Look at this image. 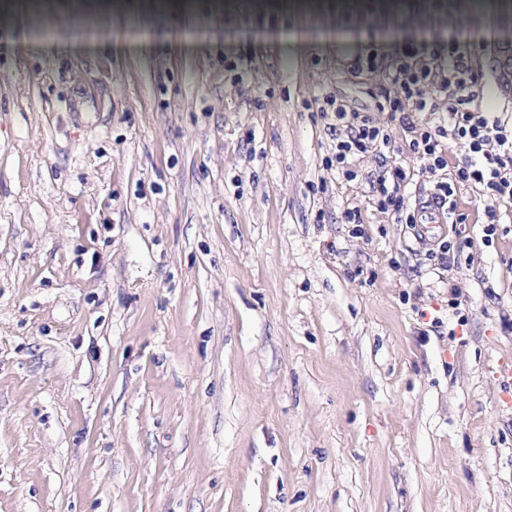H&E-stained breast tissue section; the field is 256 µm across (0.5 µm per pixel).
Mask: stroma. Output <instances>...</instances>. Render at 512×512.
Instances as JSON below:
<instances>
[{
	"mask_svg": "<svg viewBox=\"0 0 512 512\" xmlns=\"http://www.w3.org/2000/svg\"><path fill=\"white\" fill-rule=\"evenodd\" d=\"M448 39L512 123L463 0H0V512H512V203L419 243L307 107Z\"/></svg>",
	"mask_w": 512,
	"mask_h": 512,
	"instance_id": "35a3bbf8",
	"label": "stroma"
}]
</instances>
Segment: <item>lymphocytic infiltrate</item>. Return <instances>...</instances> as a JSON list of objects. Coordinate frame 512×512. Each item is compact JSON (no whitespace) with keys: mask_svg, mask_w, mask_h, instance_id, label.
Masks as SVG:
<instances>
[{"mask_svg":"<svg viewBox=\"0 0 512 512\" xmlns=\"http://www.w3.org/2000/svg\"><path fill=\"white\" fill-rule=\"evenodd\" d=\"M352 66L359 72L385 71L390 89L376 108L387 113L390 122L408 135L417 171L436 176L434 194L448 204L449 223L466 221L464 214L452 207L457 189L482 186L487 218L482 239L490 241L497 231L500 204L512 200V129L490 113L474 108L480 79L469 48L454 41L411 43L387 60L371 46L355 57ZM441 96L448 99V124L433 127L421 121L420 116L437 111ZM311 106L316 111L332 113L336 119L335 150L326 158V168L336 169L349 182L366 180L369 200L379 211L393 213L397 223H421V210L410 208L407 203L417 171L397 162H385L376 174L365 177L358 168L365 154L382 155L390 150L392 138L388 129L376 125L366 110L331 95L314 97ZM450 139L467 150L461 164L453 167L448 164L446 142ZM445 169L449 170V177L438 179V172Z\"/></svg>","mask_w":512,"mask_h":512,"instance_id":"f902f5d3","label":"lymphocytic infiltrate"}]
</instances>
